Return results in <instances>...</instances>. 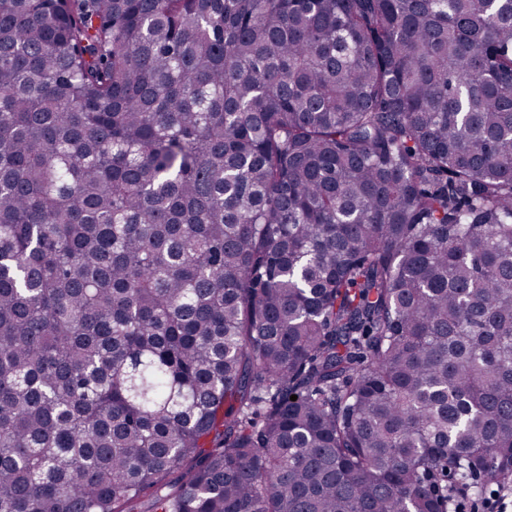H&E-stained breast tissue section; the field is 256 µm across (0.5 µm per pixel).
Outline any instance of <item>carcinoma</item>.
I'll use <instances>...</instances> for the list:
<instances>
[{"label": "carcinoma", "instance_id": "obj_1", "mask_svg": "<svg viewBox=\"0 0 512 512\" xmlns=\"http://www.w3.org/2000/svg\"><path fill=\"white\" fill-rule=\"evenodd\" d=\"M509 475L512 0H0V512Z\"/></svg>", "mask_w": 512, "mask_h": 512}]
</instances>
